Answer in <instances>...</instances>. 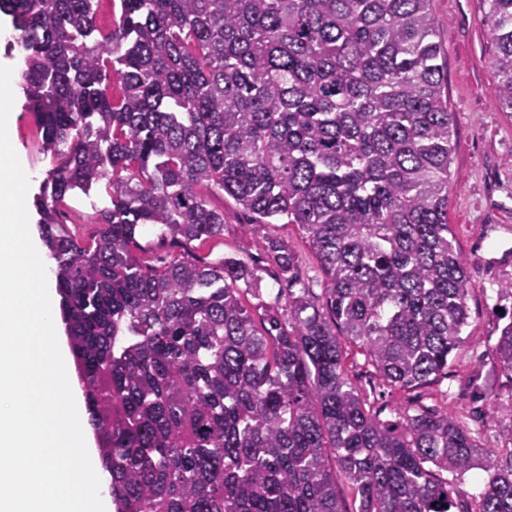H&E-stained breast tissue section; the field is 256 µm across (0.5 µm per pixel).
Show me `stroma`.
I'll return each mask as SVG.
<instances>
[{"label": "stroma", "instance_id": "35a3bbf8", "mask_svg": "<svg viewBox=\"0 0 512 512\" xmlns=\"http://www.w3.org/2000/svg\"><path fill=\"white\" fill-rule=\"evenodd\" d=\"M431 11L444 51L448 109L454 114L448 222L470 284L469 324L448 363L447 377L433 385L411 391L391 387L357 352L348 355L345 374L380 420L395 421L422 408L445 412L471 431L478 446L505 458L512 455L507 437L512 419L500 410L512 405V379L501 372L494 349L499 337L497 289L512 280V115L492 99L497 77L488 0H432ZM12 110V137L34 193L53 160L41 148L22 91H15ZM210 202L224 213V236L189 252L211 259L233 255L253 269L243 301L254 318L272 309L287 318L285 298L291 291L315 305L324 303L325 276L298 225L253 223L249 213L226 196H212ZM108 203L105 192H91L65 206L63 222L77 238H89L96 230L92 216ZM270 238L295 252L296 284H289L267 251Z\"/></svg>", "mask_w": 512, "mask_h": 512}]
</instances>
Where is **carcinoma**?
Wrapping results in <instances>:
<instances>
[{"label":"carcinoma","instance_id":"obj_1","mask_svg":"<svg viewBox=\"0 0 512 512\" xmlns=\"http://www.w3.org/2000/svg\"><path fill=\"white\" fill-rule=\"evenodd\" d=\"M0 0L53 167L34 206L116 512H512L505 465L429 410L382 421L345 375L348 342L400 389L448 375L469 288L451 238L453 113L431 0ZM512 111V0H488ZM105 185L84 241L59 205ZM224 192L305 231L325 308L288 294L257 326L234 256L143 265L149 231L224 235ZM284 273L293 251L268 241ZM495 345L512 375V306ZM485 472L478 509L448 478Z\"/></svg>","mask_w":512,"mask_h":512}]
</instances>
